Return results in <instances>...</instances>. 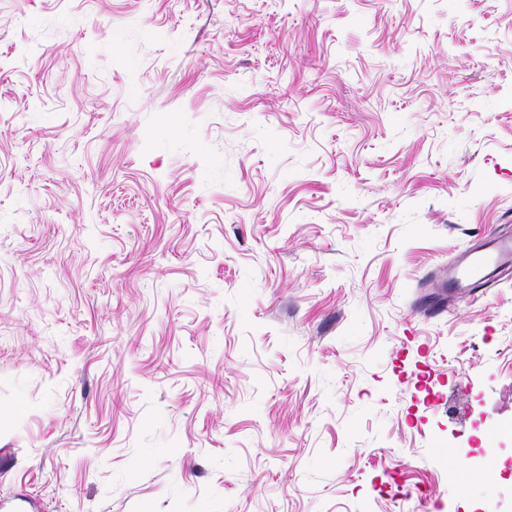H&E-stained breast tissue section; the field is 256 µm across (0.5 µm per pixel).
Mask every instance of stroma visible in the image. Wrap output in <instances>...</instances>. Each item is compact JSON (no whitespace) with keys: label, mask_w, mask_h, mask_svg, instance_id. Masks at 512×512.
<instances>
[{"label":"stroma","mask_w":512,"mask_h":512,"mask_svg":"<svg viewBox=\"0 0 512 512\" xmlns=\"http://www.w3.org/2000/svg\"><path fill=\"white\" fill-rule=\"evenodd\" d=\"M497 234L512 0H0V512H512ZM512 259V238H493L487 240L478 248L463 255L455 264L454 281L460 284L475 280L471 290L479 287L487 270L492 267L508 264Z\"/></svg>","instance_id":"35a3bbf8"}]
</instances>
